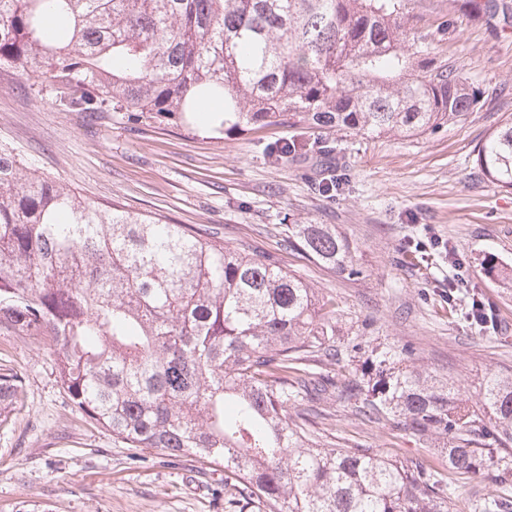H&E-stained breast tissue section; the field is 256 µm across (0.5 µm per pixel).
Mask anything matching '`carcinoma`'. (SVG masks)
<instances>
[{
    "label": "carcinoma",
    "instance_id": "cac0c4a2",
    "mask_svg": "<svg viewBox=\"0 0 512 512\" xmlns=\"http://www.w3.org/2000/svg\"><path fill=\"white\" fill-rule=\"evenodd\" d=\"M504 40L512 0H448ZM410 0H0V69L50 82L76 112L191 123L217 100V130L288 124L343 134L433 133L481 110L486 91L431 56ZM512 193V119L477 151ZM288 247L359 273L332 224L288 225ZM336 302L187 224L84 200L0 144V333L52 348L58 381L87 419L128 448L224 470V496L258 512H448L425 460L338 448L312 405L338 394L415 439H441L458 475L506 483L512 375L489 372L476 401L377 345L364 375L336 381ZM23 392L0 372V412ZM481 512H512L492 497Z\"/></svg>",
    "mask_w": 512,
    "mask_h": 512
}]
</instances>
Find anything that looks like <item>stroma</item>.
Listing matches in <instances>:
<instances>
[{"mask_svg":"<svg viewBox=\"0 0 512 512\" xmlns=\"http://www.w3.org/2000/svg\"><path fill=\"white\" fill-rule=\"evenodd\" d=\"M493 95L482 110L432 134L346 136L271 126L242 134L122 112H71L49 85L0 70V143L44 174L94 202L161 214L218 239L274 253L280 266L334 297L341 332L358 349L333 366L347 378L371 348L408 349L409 365L465 382L478 395L486 373L512 374V290L482 266L486 255L512 266V193L495 188L476 165L477 148L512 117V41L457 19L435 48ZM288 139L326 142L339 189H318L316 151L280 162L268 147ZM291 224H333L352 243L359 272L330 271L289 249ZM457 261L449 263L446 248ZM475 285L496 320L477 331L462 306H449L448 281ZM24 377V392L0 423V512H239L224 501V473L193 458L124 447L72 407L49 347L0 334V369ZM318 422L327 440L403 460L426 459L448 475L452 512H476L505 488L448 470L437 443L356 416L338 398Z\"/></svg>","mask_w":512,"mask_h":512,"instance_id":"35a3bbf8","label":"stroma"}]
</instances>
